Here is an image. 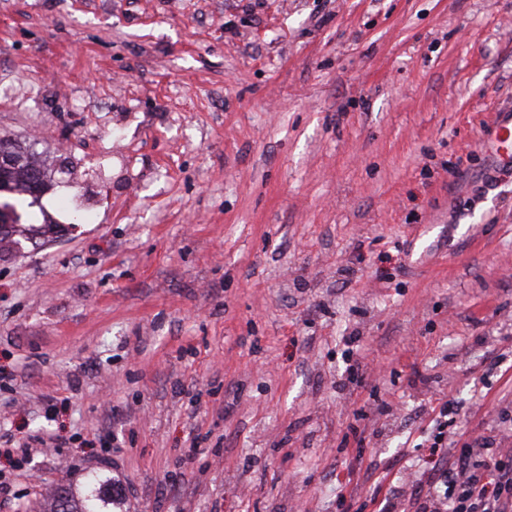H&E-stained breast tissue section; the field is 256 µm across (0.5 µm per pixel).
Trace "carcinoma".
Returning a JSON list of instances; mask_svg holds the SVG:
<instances>
[{"label":"carcinoma","instance_id":"1","mask_svg":"<svg viewBox=\"0 0 512 512\" xmlns=\"http://www.w3.org/2000/svg\"><path fill=\"white\" fill-rule=\"evenodd\" d=\"M0 154L6 160L0 162V190H4L14 199L11 209L16 206L36 204L41 196L51 189L56 182V175L61 170L54 167L50 157L30 150L25 144L0 139ZM24 233L20 227V215H15L12 223H0V249L3 247L20 251L17 236ZM99 480L93 477L89 489L82 495L71 487H65L54 496V507L48 512H102L107 499V492L97 487Z\"/></svg>","mask_w":512,"mask_h":512}]
</instances>
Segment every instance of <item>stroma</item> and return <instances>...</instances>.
<instances>
[{
  "mask_svg": "<svg viewBox=\"0 0 512 512\" xmlns=\"http://www.w3.org/2000/svg\"><path fill=\"white\" fill-rule=\"evenodd\" d=\"M1 84L76 173L0 259V448H57L0 512H373L442 399L512 431V0H0ZM487 136L496 146L500 163L503 165L512 163V107L495 112L494 120L488 127ZM500 149L503 150V154L498 151ZM100 480L92 477L89 482V489L84 495L77 494L71 487H65L54 496V508L50 510H43L44 512H104L102 508L105 506L109 498H105L108 492H105L102 487L96 490L95 485L99 484ZM61 502L58 507V503Z\"/></svg>",
  "mask_w": 512,
  "mask_h": 512,
  "instance_id": "stroma-1",
  "label": "stroma"
}]
</instances>
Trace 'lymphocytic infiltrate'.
<instances>
[{"label": "lymphocytic infiltrate", "mask_w": 512, "mask_h": 512, "mask_svg": "<svg viewBox=\"0 0 512 512\" xmlns=\"http://www.w3.org/2000/svg\"><path fill=\"white\" fill-rule=\"evenodd\" d=\"M494 438L461 443L439 432L429 446L427 470L410 491L384 500L379 512L409 503L415 512H512V455L494 451Z\"/></svg>", "instance_id": "lymphocytic-infiltrate-1"}]
</instances>
